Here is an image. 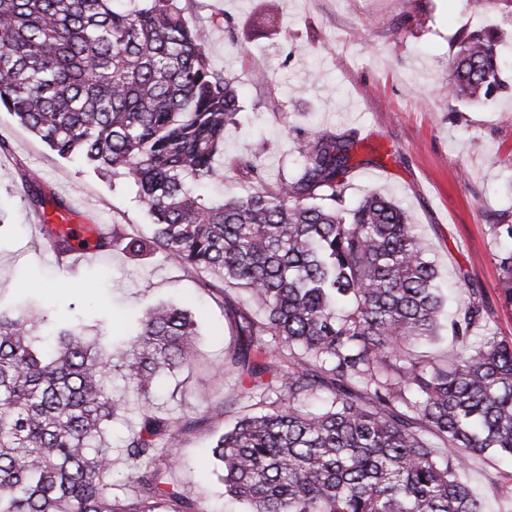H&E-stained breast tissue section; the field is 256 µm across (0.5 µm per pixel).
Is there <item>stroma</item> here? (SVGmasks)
Instances as JSON below:
<instances>
[{
  "label": "stroma",
  "mask_w": 512,
  "mask_h": 512,
  "mask_svg": "<svg viewBox=\"0 0 512 512\" xmlns=\"http://www.w3.org/2000/svg\"><path fill=\"white\" fill-rule=\"evenodd\" d=\"M188 25L201 33L215 69L230 73L240 93L238 123L224 132V180L212 197L242 196L253 185L234 158L264 147L269 179L297 165L290 131L319 127L356 136L346 199L380 193L418 224L450 287V309L462 307L469 284L486 291L491 326L512 336V309L498 300V247L489 226L512 210V43L503 44L507 86L482 104L448 93V60L461 33L503 25L499 13H474L467 0H190ZM0 285L13 298L55 317L104 313L114 344L126 341L142 309L173 303L201 326L199 355L189 369L158 379L147 398L130 396V411L107 435L116 467L119 446L150 403L192 412L201 399L223 403L236 379L226 368L241 339L229 302L201 288L194 272L163 260L131 258L122 245L90 250L79 263L62 262L42 235L62 219L120 226L147 236L151 221L131 183L104 178L84 164L58 158L38 137L0 112ZM35 175L46 202L25 200L23 174ZM235 405L189 430L179 449L183 493L208 512H242L224 498L211 454L214 434L242 413ZM489 512H512V460L474 459L462 474Z\"/></svg>",
  "instance_id": "35a3bbf8"
}]
</instances>
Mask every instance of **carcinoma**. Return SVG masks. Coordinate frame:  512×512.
<instances>
[{
	"label": "carcinoma",
	"mask_w": 512,
	"mask_h": 512,
	"mask_svg": "<svg viewBox=\"0 0 512 512\" xmlns=\"http://www.w3.org/2000/svg\"><path fill=\"white\" fill-rule=\"evenodd\" d=\"M184 12L181 0H0V111L58 156L133 184L152 219L149 237L115 226L90 243L45 224V240L61 258L123 241L193 271L211 294H249L256 311L236 320L245 346L224 408L247 396L261 411L212 444L224 493L247 512H485L459 474L476 456L512 458V339L492 331L486 292L469 288L441 324L439 273L407 212L379 194L346 203L351 135L301 132L299 164L273 184L257 148L235 160L252 192L199 194L224 177L216 160L240 103ZM504 36L491 26L457 40L450 93L500 89ZM489 228L512 241V213ZM498 261V298L512 308V248ZM443 329L453 358L410 353ZM197 336L188 310L157 305L127 351L105 357L78 321L0 308V512H204L174 474L208 403L193 416L141 411L122 443V497L106 442L125 411L112 371L144 395L193 364ZM324 391V410L300 409Z\"/></svg>",
	"instance_id": "carcinoma-1"
}]
</instances>
